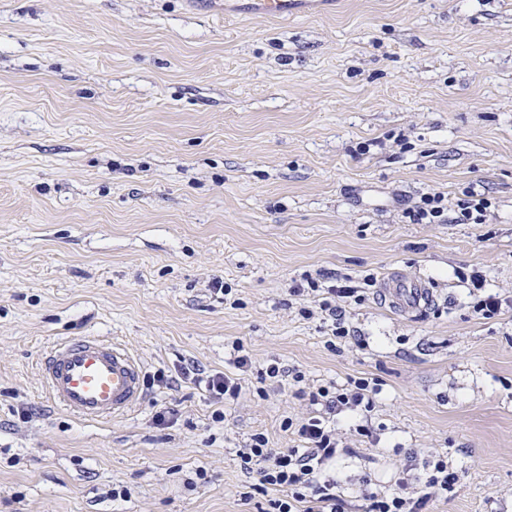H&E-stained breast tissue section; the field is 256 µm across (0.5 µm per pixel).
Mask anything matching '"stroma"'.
Instances as JSON below:
<instances>
[{
    "label": "stroma",
    "instance_id": "obj_1",
    "mask_svg": "<svg viewBox=\"0 0 512 512\" xmlns=\"http://www.w3.org/2000/svg\"><path fill=\"white\" fill-rule=\"evenodd\" d=\"M470 189L485 223L405 216ZM395 269L437 304L383 306L363 278ZM307 278L361 287L340 301L352 337L293 295ZM490 294L500 313L474 316ZM79 336L142 361L135 411L87 423L47 401L39 359ZM189 363L237 374L239 398L215 404ZM351 378L379 391L334 419L346 512H365L363 479L389 491L447 450L460 480L428 512H512V0H336L285 22L0 0V512H258L240 449L294 446L299 386Z\"/></svg>",
    "mask_w": 512,
    "mask_h": 512
}]
</instances>
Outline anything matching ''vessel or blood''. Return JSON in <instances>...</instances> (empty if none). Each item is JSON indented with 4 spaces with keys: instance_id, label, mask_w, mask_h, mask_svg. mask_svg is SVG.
<instances>
[{
    "instance_id": "b4317fda",
    "label": "vessel or blood",
    "mask_w": 512,
    "mask_h": 512,
    "mask_svg": "<svg viewBox=\"0 0 512 512\" xmlns=\"http://www.w3.org/2000/svg\"><path fill=\"white\" fill-rule=\"evenodd\" d=\"M216 15L243 14L287 21L313 12L320 0H190ZM382 303L413 318L432 307L434 291L417 277L390 273L379 287ZM46 398L86 422L129 413L145 397L144 366L121 344L99 336L51 346L39 363Z\"/></svg>"
}]
</instances>
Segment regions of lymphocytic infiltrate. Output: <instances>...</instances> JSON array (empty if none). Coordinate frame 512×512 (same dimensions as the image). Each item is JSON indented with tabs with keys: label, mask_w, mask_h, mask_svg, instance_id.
Listing matches in <instances>:
<instances>
[{
	"label": "lymphocytic infiltrate",
	"mask_w": 512,
	"mask_h": 512,
	"mask_svg": "<svg viewBox=\"0 0 512 512\" xmlns=\"http://www.w3.org/2000/svg\"><path fill=\"white\" fill-rule=\"evenodd\" d=\"M372 388L367 379L345 385L321 386L309 391L314 414L300 421L285 419L284 430L296 434V448H273L264 435H255L250 448L241 453L246 473L255 475L259 487H273L278 498L269 501V512H345L344 501L336 493V481L326 476L323 466L336 453V430L331 417L346 409H356L368 399ZM421 465L425 477L401 478L393 492L367 493V512H425L433 499L454 492L459 473L446 455H427Z\"/></svg>",
	"instance_id": "1"
}]
</instances>
